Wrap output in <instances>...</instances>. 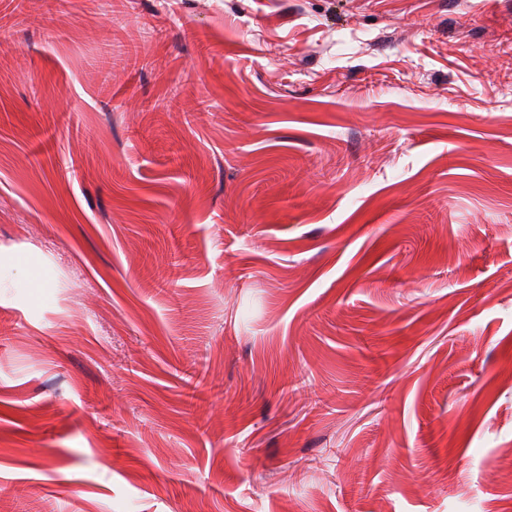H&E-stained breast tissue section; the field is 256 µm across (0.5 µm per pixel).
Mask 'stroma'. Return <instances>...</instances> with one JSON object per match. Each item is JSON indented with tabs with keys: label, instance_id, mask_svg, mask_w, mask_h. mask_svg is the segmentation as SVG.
Listing matches in <instances>:
<instances>
[{
	"label": "stroma",
	"instance_id": "35a3bbf8",
	"mask_svg": "<svg viewBox=\"0 0 512 512\" xmlns=\"http://www.w3.org/2000/svg\"><path fill=\"white\" fill-rule=\"evenodd\" d=\"M0 512H512V0H0Z\"/></svg>",
	"mask_w": 512,
	"mask_h": 512
}]
</instances>
